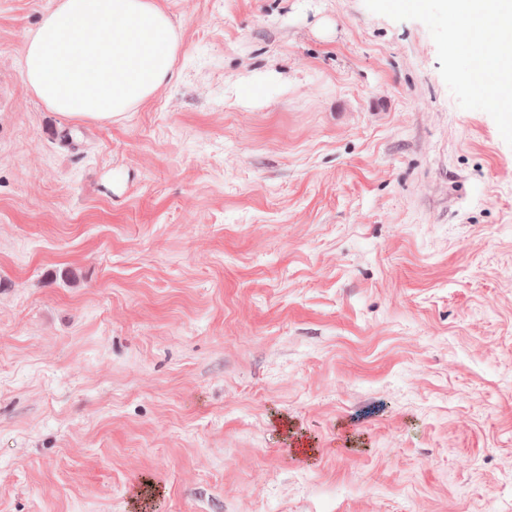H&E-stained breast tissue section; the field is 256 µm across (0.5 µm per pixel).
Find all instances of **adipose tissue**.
Here are the masks:
<instances>
[{
	"label": "adipose tissue",
	"mask_w": 512,
	"mask_h": 512,
	"mask_svg": "<svg viewBox=\"0 0 512 512\" xmlns=\"http://www.w3.org/2000/svg\"><path fill=\"white\" fill-rule=\"evenodd\" d=\"M466 20L467 79L495 83L500 111L512 112V0H447ZM175 26L160 0H56L28 37L25 86L74 123L109 122L148 101L174 76Z\"/></svg>",
	"instance_id": "adipose-tissue-1"
}]
</instances>
